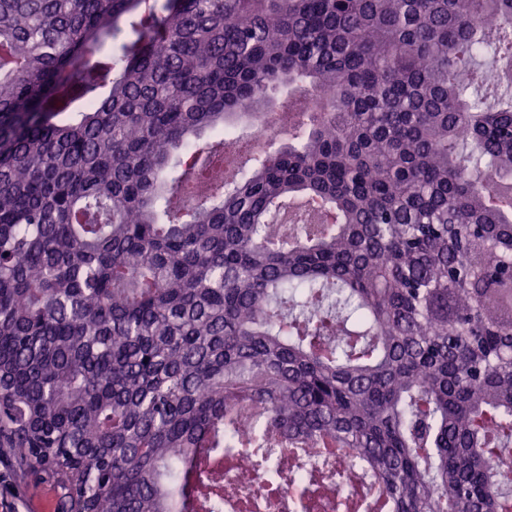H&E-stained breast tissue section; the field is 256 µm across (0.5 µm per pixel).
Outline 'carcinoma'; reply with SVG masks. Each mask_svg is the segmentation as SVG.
Returning <instances> with one entry per match:
<instances>
[{"label": "carcinoma", "instance_id": "cac0c4a2", "mask_svg": "<svg viewBox=\"0 0 512 512\" xmlns=\"http://www.w3.org/2000/svg\"><path fill=\"white\" fill-rule=\"evenodd\" d=\"M2 53L0 458L58 512H240L222 455L263 512L283 452L313 512L329 440L385 512H512V0H0ZM216 474L221 492L225 497L247 498L253 490L257 489L259 482V479H256L252 487L241 484L237 479L233 467H228L225 463L216 471Z\"/></svg>", "mask_w": 512, "mask_h": 512}]
</instances>
